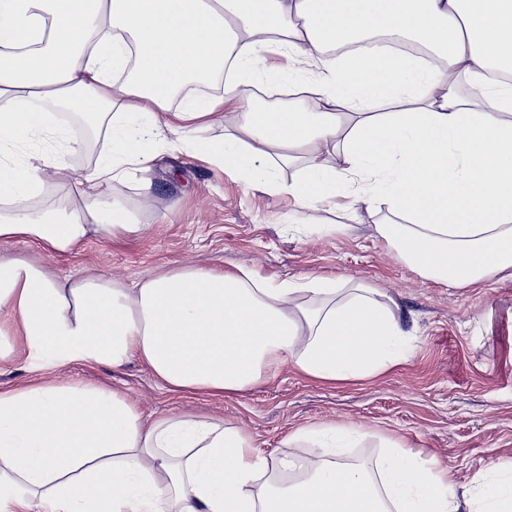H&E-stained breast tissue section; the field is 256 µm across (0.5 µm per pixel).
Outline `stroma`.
Masks as SVG:
<instances>
[{
  "label": "stroma",
  "instance_id": "obj_1",
  "mask_svg": "<svg viewBox=\"0 0 512 512\" xmlns=\"http://www.w3.org/2000/svg\"><path fill=\"white\" fill-rule=\"evenodd\" d=\"M82 139L77 152L44 140L18 145L13 155L21 162L45 153L80 169L106 153L100 131ZM143 151L147 163L113 183L111 196L149 225L146 235L92 238L65 256L0 243V256L44 264L61 277L90 269L126 282L184 265L242 266L275 281L349 278L399 307L411 354L378 376L336 385L306 379L286 364L242 395L172 391L135 361L118 369L74 363L51 372L20 360L0 365V390L54 376L105 387L129 397L146 416L184 413L231 422L270 458L290 454L288 437L299 428L346 425L363 434L347 457L377 459L381 439H397L447 467L461 490L478 488L488 460L512 470V279L448 287L421 276L378 236L376 225L393 220L386 210L358 224L347 210L319 206L309 212L307 228L293 231L288 196L157 137L145 138Z\"/></svg>",
  "mask_w": 512,
  "mask_h": 512
}]
</instances>
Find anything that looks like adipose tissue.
<instances>
[{"label": "adipose tissue", "instance_id": "1", "mask_svg": "<svg viewBox=\"0 0 512 512\" xmlns=\"http://www.w3.org/2000/svg\"><path fill=\"white\" fill-rule=\"evenodd\" d=\"M391 34L441 59L345 53ZM312 78L315 109L256 110L239 92L262 53ZM224 79L219 103L185 95ZM176 110H169L172 99ZM124 101L113 114L106 108ZM61 107L103 128L107 156L82 171L5 147L52 128ZM225 122L201 155L314 205L387 207L376 232L440 283L512 278V0H0V242L74 253L95 236L143 235L106 191L143 164L144 135ZM300 176L281 181L278 169ZM75 185L67 217L32 216L46 176ZM375 289L328 278L280 282L250 271L183 266L133 285L93 272L58 278L0 258V363L57 369L143 363L172 390L243 394L279 365L322 382L377 375L410 354L401 319ZM348 426L296 430L314 444L305 476L268 460L239 427L186 414L144 416L123 394L42 381L0 391V512H512V472L489 463L480 501L458 497L446 469L391 438L373 463L342 462Z\"/></svg>", "mask_w": 512, "mask_h": 512}]
</instances>
